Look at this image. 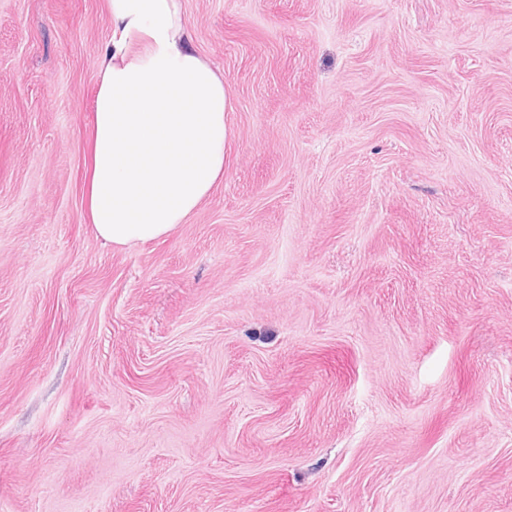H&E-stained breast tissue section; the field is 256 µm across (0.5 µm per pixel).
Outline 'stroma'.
<instances>
[{
	"mask_svg": "<svg viewBox=\"0 0 512 512\" xmlns=\"http://www.w3.org/2000/svg\"><path fill=\"white\" fill-rule=\"evenodd\" d=\"M224 179L84 219L104 0H0V512H512V0H183Z\"/></svg>",
	"mask_w": 512,
	"mask_h": 512,
	"instance_id": "35a3bbf8",
	"label": "stroma"
}]
</instances>
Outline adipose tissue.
Masks as SVG:
<instances>
[{
	"instance_id": "adipose-tissue-1",
	"label": "adipose tissue",
	"mask_w": 512,
	"mask_h": 512,
	"mask_svg": "<svg viewBox=\"0 0 512 512\" xmlns=\"http://www.w3.org/2000/svg\"><path fill=\"white\" fill-rule=\"evenodd\" d=\"M88 218L116 247L172 233L224 177V76L191 46L181 0H105Z\"/></svg>"
}]
</instances>
